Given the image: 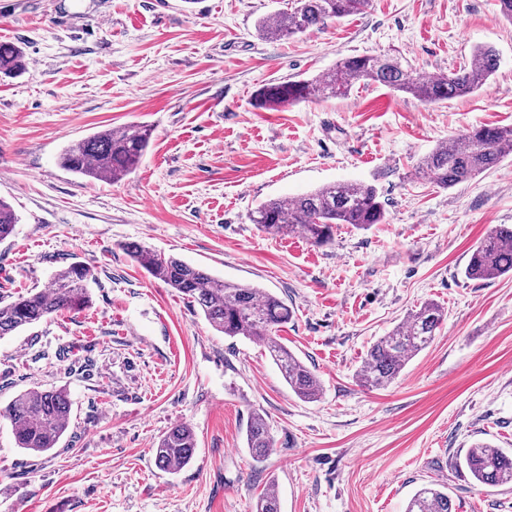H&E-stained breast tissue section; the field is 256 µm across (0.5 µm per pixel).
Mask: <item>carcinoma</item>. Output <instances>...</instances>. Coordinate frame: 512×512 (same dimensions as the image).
<instances>
[{
	"label": "carcinoma",
	"instance_id": "obj_1",
	"mask_svg": "<svg viewBox=\"0 0 512 512\" xmlns=\"http://www.w3.org/2000/svg\"><path fill=\"white\" fill-rule=\"evenodd\" d=\"M370 0H293L294 7L259 22L263 34L288 39L318 28L332 19L360 14ZM498 57L490 47L473 51L468 64L449 74L429 79L417 77L398 61L377 56H352L322 75L269 83L258 93L259 103L269 107L325 100L346 95L354 82L372 81L411 95L425 103H438L477 91L494 74ZM25 68L18 46L0 41V74L11 76ZM144 126L112 127L68 145L59 156L67 171L94 180L119 182L140 164L150 141ZM512 152V126L474 127L437 146L422 158L415 171L443 188L466 182L495 167ZM250 221L272 237L300 233L315 246L333 240L334 228L349 224L366 230L386 221V209L372 183L338 182L298 197L270 199L250 214ZM18 223L12 207L0 200V241ZM128 255L150 275L176 290L198 307L219 333L263 342L291 391L304 401H315L322 392L317 375L281 342L278 332L293 317V310L273 293L250 284L224 280L180 258L125 245ZM512 276V226L501 225L473 247L464 269L468 280ZM90 270L74 262L60 270L46 289L0 301V338L63 312H76L90 302ZM444 320V309L425 303L378 338L364 355L357 381L371 388L390 385L408 361L428 348ZM17 447L33 454L53 450L70 426L71 402L62 390L30 388L17 394L5 407ZM246 447L256 459L273 448L264 415L255 410L246 429ZM195 435L187 425L170 428L154 448L157 466L176 475L193 459ZM464 464L471 477L489 486L512 485V454L485 442L468 448ZM253 512H281L278 496L265 491ZM406 512H455L448 488L437 483L422 486L412 496Z\"/></svg>",
	"mask_w": 512,
	"mask_h": 512
}]
</instances>
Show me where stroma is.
Here are the masks:
<instances>
[{
  "label": "stroma",
  "instance_id": "stroma-1",
  "mask_svg": "<svg viewBox=\"0 0 512 512\" xmlns=\"http://www.w3.org/2000/svg\"><path fill=\"white\" fill-rule=\"evenodd\" d=\"M292 0H0V40L26 68L0 78V297L51 286L71 262L94 275L90 303L0 339V411L20 391L65 390L57 448L20 450L0 414V512H405L430 482L456 512H512V486L476 483L461 461L483 441L512 451V277L465 279L473 246L512 226V155L444 189L418 175L440 143L512 125V21L499 0H371L362 14L288 40L265 17ZM499 64L476 93L436 104L355 82L341 98L259 108L264 85L342 58H399L446 73L478 46ZM127 125L152 129L120 182L62 169V148ZM370 182L387 221L340 225L331 244L271 237L260 202L333 182ZM137 242L293 309L281 340L321 380L298 399L258 341L217 333L124 251ZM433 301V343L384 389L359 385L367 348ZM274 447L257 461L250 414ZM189 425L192 463L171 475L153 448ZM246 447L256 459H262L273 448V439L270 436L264 415L254 410L246 429Z\"/></svg>",
  "mask_w": 512,
  "mask_h": 512
}]
</instances>
